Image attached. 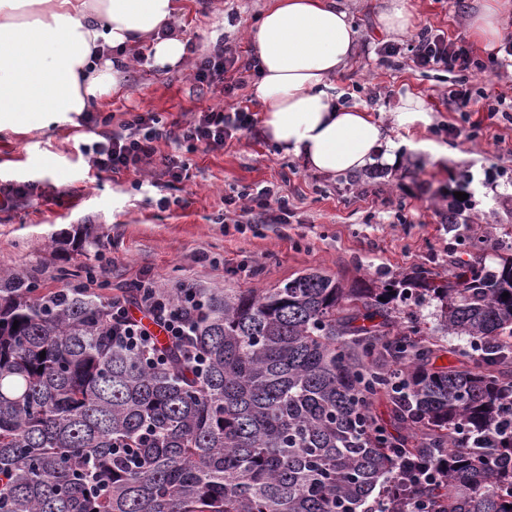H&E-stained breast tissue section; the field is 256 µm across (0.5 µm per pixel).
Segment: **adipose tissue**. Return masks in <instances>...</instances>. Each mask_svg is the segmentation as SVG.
Returning a JSON list of instances; mask_svg holds the SVG:
<instances>
[{"label":"adipose tissue","mask_w":512,"mask_h":512,"mask_svg":"<svg viewBox=\"0 0 512 512\" xmlns=\"http://www.w3.org/2000/svg\"><path fill=\"white\" fill-rule=\"evenodd\" d=\"M179 0H0V131L82 114L114 85L99 49L151 41L153 63L179 65L184 43L157 33ZM512 0H482L469 23L484 44L503 36ZM357 31L337 0H274L250 33L266 140L313 171L395 165L397 144L366 109L338 104L332 80L350 65Z\"/></svg>","instance_id":"adipose-tissue-1"}]
</instances>
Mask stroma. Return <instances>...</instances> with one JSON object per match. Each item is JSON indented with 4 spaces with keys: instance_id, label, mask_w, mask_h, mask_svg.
Masks as SVG:
<instances>
[{
    "instance_id": "35a3bbf8",
    "label": "stroma",
    "mask_w": 512,
    "mask_h": 512,
    "mask_svg": "<svg viewBox=\"0 0 512 512\" xmlns=\"http://www.w3.org/2000/svg\"><path fill=\"white\" fill-rule=\"evenodd\" d=\"M272 0H181L176 35L207 48L217 37L242 58L252 49L247 33ZM357 30L350 67L333 84L346 105L357 104L404 136L448 146L444 164L414 152L399 164L330 177L282 156L261 125L237 132L224 149L188 154L193 177L172 188L154 187L149 176L96 178L81 145L96 129L79 117L0 132V182L39 187L15 210L0 211V272L22 271L48 291L73 287L97 273L104 300L152 279L166 288H272L317 269L344 283L386 279L422 267L448 276V188L465 175L475 203L472 221L512 227V67L486 72L472 84L488 96L505 95L499 112H461L449 96L455 72L414 68L410 48L419 29L470 40L477 0H409L418 19L404 34L376 33L373 17L384 0H340ZM399 54L386 56L384 44ZM195 57L161 69L152 61H128L116 84L98 99L102 114L152 110L167 120L207 107L248 108L261 116L249 90L222 98L200 89L191 74ZM420 97L429 124L411 132L394 128L392 112L406 95ZM268 188L286 197L293 212L284 224H224L226 197L244 188ZM168 207H158L159 198ZM207 262H197L198 254Z\"/></svg>"
}]
</instances>
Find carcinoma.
<instances>
[{
	"mask_svg": "<svg viewBox=\"0 0 512 512\" xmlns=\"http://www.w3.org/2000/svg\"><path fill=\"white\" fill-rule=\"evenodd\" d=\"M469 183L448 190V231L471 256L451 252L453 276L347 287L310 270L204 292L200 369L115 342L109 305L83 291L1 275L0 512H357L397 446L417 465L448 452L445 482L417 488L429 512H512V245L493 268L479 257L498 236L474 233L472 200L454 196ZM410 298L437 301L448 334L485 356L403 323Z\"/></svg>",
	"mask_w": 512,
	"mask_h": 512,
	"instance_id": "carcinoma-1",
	"label": "carcinoma"
}]
</instances>
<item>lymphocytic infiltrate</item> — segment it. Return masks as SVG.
Returning a JSON list of instances; mask_svg holds the SVG:
<instances>
[{"mask_svg":"<svg viewBox=\"0 0 512 512\" xmlns=\"http://www.w3.org/2000/svg\"><path fill=\"white\" fill-rule=\"evenodd\" d=\"M412 62L419 69H439L463 73H483L487 63L472 48L431 31L420 33L413 49ZM258 66L255 60H241L236 48L225 39H217L199 54L193 66L198 87L220 89L224 96L235 97L246 85L249 74ZM83 123L99 127V139L92 147V164L97 172L121 175L150 171L155 184L168 185L190 180V165L180 155L162 152L160 140L179 147L223 149L227 139L249 128L253 120L241 108L224 109L216 105L192 113L189 119L164 123L159 113L147 110L131 114L113 123L111 116L83 113ZM238 224H284L288 221L286 199H269L267 191H258L253 204L241 206L234 218ZM136 303L123 296L112 299V334L114 338L137 350H147L155 343L156 332H163L188 363L198 361L191 342V317L202 307L195 289H183L179 298H170L164 288L150 280L137 281ZM448 469V454L433 451L431 465L421 467L409 460H399L388 485L369 506L368 512H426L413 489L420 483L443 479Z\"/></svg>","mask_w":512,"mask_h":512,"instance_id":"1","label":"lymphocytic infiltrate"}]
</instances>
